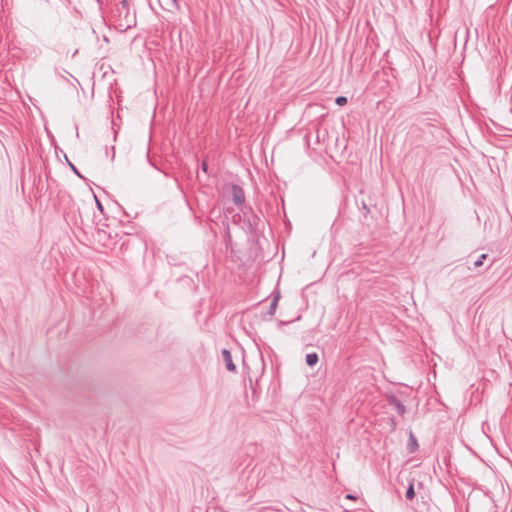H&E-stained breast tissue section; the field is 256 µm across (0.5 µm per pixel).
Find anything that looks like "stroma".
Segmentation results:
<instances>
[{
	"mask_svg": "<svg viewBox=\"0 0 512 512\" xmlns=\"http://www.w3.org/2000/svg\"><path fill=\"white\" fill-rule=\"evenodd\" d=\"M40 5L0 0V512H512V0ZM287 158L282 172L288 183L292 223L302 224V234L315 231L321 224L332 223L336 216V195L333 187L315 170H305L294 177L289 148Z\"/></svg>",
	"mask_w": 512,
	"mask_h": 512,
	"instance_id": "1",
	"label": "stroma"
}]
</instances>
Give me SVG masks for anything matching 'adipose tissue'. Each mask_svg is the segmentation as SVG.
<instances>
[{"instance_id":"ef3b65f1","label":"adipose tissue","mask_w":512,"mask_h":512,"mask_svg":"<svg viewBox=\"0 0 512 512\" xmlns=\"http://www.w3.org/2000/svg\"><path fill=\"white\" fill-rule=\"evenodd\" d=\"M282 172L288 183L293 223L301 233L315 231L320 225L332 223L336 216V195L333 187L314 170L293 174L291 163H284Z\"/></svg>"}]
</instances>
